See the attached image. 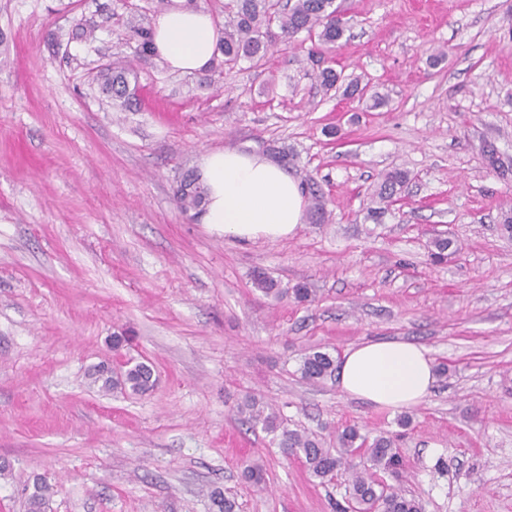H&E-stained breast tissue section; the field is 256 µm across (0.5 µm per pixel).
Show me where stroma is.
<instances>
[{"mask_svg": "<svg viewBox=\"0 0 512 512\" xmlns=\"http://www.w3.org/2000/svg\"><path fill=\"white\" fill-rule=\"evenodd\" d=\"M336 4L331 65L369 95L325 92L298 38L260 67L140 66L121 112L95 78L133 59L122 23L155 0H0V512H27L37 478L47 512H218L216 489L236 512L346 504V475L319 484L247 430L248 394L328 441L353 423L399 432L402 488L424 512H512V0ZM80 21L92 42L71 38ZM273 146L322 190L327 223L243 245L177 207L206 153ZM394 169L411 180L373 221ZM439 236L455 252L436 265ZM395 338L448 367L407 428L301 376L310 348ZM130 357L152 364L153 389L102 390L98 366Z\"/></svg>", "mask_w": 512, "mask_h": 512, "instance_id": "35a3bbf8", "label": "stroma"}]
</instances>
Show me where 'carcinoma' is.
Instances as JSON below:
<instances>
[{
  "label": "carcinoma",
  "instance_id": "obj_1",
  "mask_svg": "<svg viewBox=\"0 0 512 512\" xmlns=\"http://www.w3.org/2000/svg\"><path fill=\"white\" fill-rule=\"evenodd\" d=\"M224 9L228 20L224 22V36L220 39L218 56L212 65L216 72L225 67L232 68L242 59L258 64L267 58L276 42L286 44L300 33L318 44L319 54L330 53L345 32V23L335 7V0H286L284 3L280 0H228ZM126 36L137 43L138 61L146 63L155 57L152 27L145 15L130 18ZM133 72L130 65H107L98 78L100 90L123 107L131 105L135 90L130 88L128 75ZM315 78L328 91L341 81L340 74L331 66L317 69ZM409 181L410 174L404 170L387 173L377 193L382 206L368 208L369 217L379 220ZM308 190L315 222L328 221L323 195L312 185ZM175 196L181 211L201 212L205 188L199 175L186 173ZM452 245L448 238L435 239L431 260L435 263L447 261ZM335 371V359L321 350L305 354L300 367L302 377L308 381L325 380L334 376ZM96 380L102 382V388L106 390L130 391L140 395L148 393L155 384L149 365L130 361L125 363V370L116 374L105 369L98 371ZM238 413L248 428L260 429L270 435L271 442L280 448L284 456L304 459L307 471L319 483L332 481L340 472L348 474V507L354 512H423L419 500L407 496L400 487L377 478L379 473L396 479L400 477L402 461L397 437L380 434L370 440L353 424L336 431V447L326 448L320 439L288 428L274 407L254 397L246 398L239 405ZM243 475L246 480L261 484L264 481L263 464L258 459L246 462ZM48 494V485L36 479L27 496L28 512H45Z\"/></svg>",
  "mask_w": 512,
  "mask_h": 512
}]
</instances>
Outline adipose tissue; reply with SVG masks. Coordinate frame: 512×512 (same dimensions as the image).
<instances>
[{
    "label": "adipose tissue",
    "instance_id": "obj_1",
    "mask_svg": "<svg viewBox=\"0 0 512 512\" xmlns=\"http://www.w3.org/2000/svg\"><path fill=\"white\" fill-rule=\"evenodd\" d=\"M220 33L211 15L171 0L153 24V47L170 70L199 72L211 63ZM207 190L201 222L212 233L243 242H276L293 236L304 221L298 181L265 155L236 149L208 152L200 161ZM344 393L373 406L403 410L418 406L436 383L426 347L403 340H366L341 359Z\"/></svg>",
    "mask_w": 512,
    "mask_h": 512
}]
</instances>
